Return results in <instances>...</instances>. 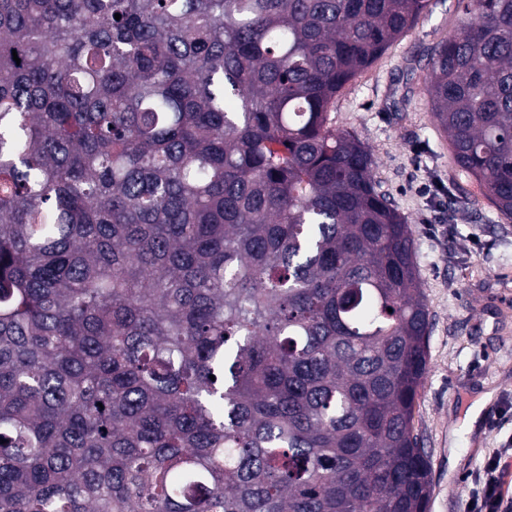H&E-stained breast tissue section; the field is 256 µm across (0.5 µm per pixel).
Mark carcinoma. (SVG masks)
Returning <instances> with one entry per match:
<instances>
[{"label": "carcinoma", "mask_w": 512, "mask_h": 512, "mask_svg": "<svg viewBox=\"0 0 512 512\" xmlns=\"http://www.w3.org/2000/svg\"><path fill=\"white\" fill-rule=\"evenodd\" d=\"M428 3L0 0V512H428L412 233L330 120ZM458 5L424 93L512 216V0Z\"/></svg>", "instance_id": "cac0c4a2"}]
</instances>
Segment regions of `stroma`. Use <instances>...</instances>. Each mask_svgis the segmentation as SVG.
I'll use <instances>...</instances> for the list:
<instances>
[{
  "mask_svg": "<svg viewBox=\"0 0 512 512\" xmlns=\"http://www.w3.org/2000/svg\"><path fill=\"white\" fill-rule=\"evenodd\" d=\"M456 0L426 12L337 96V129L357 132L374 177L412 231L432 315L413 424L429 455L428 512H468L465 484L512 436V218L454 165L424 94V50L455 33ZM490 393L476 424L472 404Z\"/></svg>",
  "mask_w": 512,
  "mask_h": 512,
  "instance_id": "35a3bbf8",
  "label": "stroma"
}]
</instances>
